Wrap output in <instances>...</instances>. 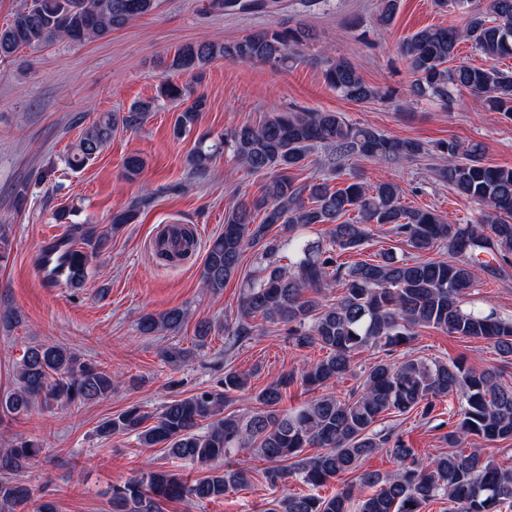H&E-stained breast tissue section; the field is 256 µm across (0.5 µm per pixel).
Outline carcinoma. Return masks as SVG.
Returning <instances> with one entry per match:
<instances>
[{
    "label": "carcinoma",
    "mask_w": 512,
    "mask_h": 512,
    "mask_svg": "<svg viewBox=\"0 0 512 512\" xmlns=\"http://www.w3.org/2000/svg\"><path fill=\"white\" fill-rule=\"evenodd\" d=\"M399 2L377 0L382 24L393 21ZM473 2L435 0L438 7L459 9L465 15L464 28L427 26L398 44L413 75L410 95L449 105L454 91L466 89L484 111L511 117L512 72L493 62L512 57V0H486L477 8ZM157 6L158 0H21L11 19L0 26V62L63 40L81 44L101 39L153 13ZM210 8L278 12L285 5L283 0H211ZM309 39L301 26L262 28L230 42L202 39L179 47L168 69L199 74L219 58L286 69L295 60L294 51ZM463 39L490 65L454 63ZM322 62L324 81L345 99L369 103L392 97L367 84L347 60L324 57ZM159 94L173 103L182 101L186 87L168 80ZM154 108L153 100L139 101L120 115L103 114L83 130L70 151L69 165L81 167L94 160L118 127H140ZM206 110L204 97L193 99L177 114L173 136L190 133ZM317 144L331 149L335 163L352 157L398 163L428 153L419 140L354 124L340 112L290 110L243 123L213 142L200 137L190 154L197 171L229 152L248 172L268 176L261 196L239 199L224 219V231L210 241L201 284L212 292L223 290L238 273L246 250L259 247L258 271L246 282L238 317L224 325L225 351L256 335L266 322L284 327L296 348L325 351L301 373L302 384L314 396L293 411L280 410L283 390L293 380L282 376L255 396L258 407L252 414L226 415L224 407L248 385L247 374L229 368L218 389L171 398L156 414L134 406L102 422L97 427L100 436L133 433L142 447L160 445L167 457L204 470L193 480L174 470L139 472L112 488L110 512H165L169 503L204 502L242 490L251 484L250 470L224 468V459L242 448L254 449L261 460L271 463L264 469L268 483L284 485L295 476L308 487L303 493L274 498L265 512H424L435 500L448 501V512H512V468L482 457L479 448L468 454L461 451L472 439L512 440V384L499 381L497 371H472L454 358L407 356L396 363L381 359L365 372L357 391L345 397L320 393L352 372L360 350L406 345L421 328L487 341L500 355L512 358V319L464 308L479 273L502 276L512 267V167L485 163L480 143H440L437 178L486 207L474 224H450L436 211L404 205L402 189L394 182L372 184L351 174L341 188L325 180L296 183L293 171L304 166ZM143 167V159L131 155L124 162L123 176L135 182ZM139 208L136 201L112 214L111 225L135 223ZM260 210L264 218L256 224L253 215ZM351 212L357 213L354 221L345 219ZM314 224H327L329 229L325 238L311 243L302 231ZM376 225L390 226L412 256L399 258L390 247L368 261L349 266L339 261L345 252L363 250ZM179 235L181 250L175 255L159 252L158 259L172 263L192 253L194 230L184 226ZM285 246L293 258L283 265L280 253ZM100 247V237L92 230L70 225L67 237L42 250L56 259L50 281L82 287L91 252ZM441 248L448 251V259L430 257ZM334 286L343 289L336 302L321 300L323 290ZM257 317L262 322H254ZM185 321L180 308L146 313L137 330L153 336L176 331ZM157 354L173 366L184 365L190 356L173 345L159 348ZM113 388L106 366L83 363L72 349L59 344L31 346L23 352L12 388L0 392V422L27 416L39 404L72 406L99 400ZM444 399L456 401L448 406V453L424 460L401 436L376 428L385 415L418 411L426 420ZM307 448L321 452L307 456ZM382 449L394 458L397 469L386 475L361 470L362 461ZM44 452L34 440L0 448V512L29 504L32 492L25 472ZM344 474L354 475L372 493L356 497L352 485L339 487L328 497L316 493L329 479Z\"/></svg>",
    "instance_id": "cac0c4a2"
}]
</instances>
